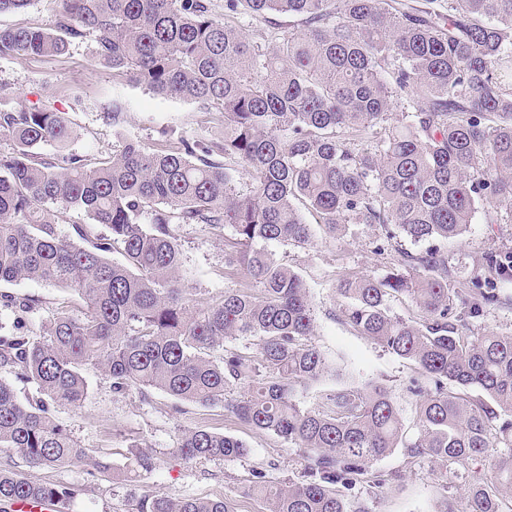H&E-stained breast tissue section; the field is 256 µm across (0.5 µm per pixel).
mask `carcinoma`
<instances>
[{
  "label": "carcinoma",
  "mask_w": 512,
  "mask_h": 512,
  "mask_svg": "<svg viewBox=\"0 0 512 512\" xmlns=\"http://www.w3.org/2000/svg\"><path fill=\"white\" fill-rule=\"evenodd\" d=\"M54 4L52 29L0 30V57L61 55L89 36L115 75L222 113L224 136L164 132L97 162L47 158L43 144L74 139L65 113L0 111V134L13 142L0 156V283L44 282L81 301L0 334V452L30 469L83 464L91 479L110 470L55 417L83 405L95 371L116 397L135 390L147 402L161 391L179 415L185 404L221 407L300 449V480L256 473L253 492L268 512H370L363 493L382 485L374 466L397 448L405 467L428 462L462 481V504L446 496L435 512H512V331L476 335L468 325L500 303L494 282L512 279V250L486 252L483 279L462 294L448 253L403 247L460 237L479 212L488 224L512 223V0H224L222 14L213 0ZM244 18L277 31L253 42L236 25ZM397 102L402 120L365 143ZM239 166L252 178L245 191ZM71 208L106 232L77 224L75 237L59 234ZM181 224L224 239L238 287L199 297L182 276ZM351 224L377 231L374 251L394 256L382 272L341 275L333 288L350 326L431 384L413 386L411 437L380 385L342 383L314 407L301 401L340 373L312 342L303 276L268 244L310 245L317 232L334 239ZM396 298L418 317L395 312ZM0 302L21 319L40 308L32 297ZM15 381L34 395L20 399ZM248 453L241 439L203 425L182 429L172 449L188 462ZM482 458L491 460L483 474L474 470ZM161 461L132 442L113 479L132 482ZM85 491L0 468V505L64 504ZM135 512L236 508L227 498L146 494Z\"/></svg>",
  "instance_id": "carcinoma-1"
}]
</instances>
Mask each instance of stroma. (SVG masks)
I'll return each mask as SVG.
<instances>
[{
	"label": "stroma",
	"instance_id": "1",
	"mask_svg": "<svg viewBox=\"0 0 512 512\" xmlns=\"http://www.w3.org/2000/svg\"><path fill=\"white\" fill-rule=\"evenodd\" d=\"M93 53L94 43L87 37L73 40L61 56L0 59V110L35 105L66 113L77 132L67 150L88 159L119 153L131 140L153 145L165 131L202 140L222 136L224 121L220 113L200 111L193 102L159 96L145 85L114 76L110 67L94 59ZM177 232L184 270L202 297L236 287V280L224 273L221 240L205 236L195 225L180 226ZM374 237L373 230L352 225L337 240L320 238L305 248L275 243L271 249L301 272L307 282L316 308V345L336 361L344 380L374 381L387 387L400 408L405 431L411 434L417 429V414L416 398L409 387L420 380L419 371L407 360L354 332L345 322L332 288L335 275L377 273L388 265L389 254L374 252ZM494 246L512 248V223L489 224L479 216L463 237L445 242L449 264L459 267L455 288L463 293L471 288L484 252ZM0 294L38 298L42 306L30 316L33 324L47 319L52 308L70 296L62 288L34 281L1 283ZM88 380L83 407L56 412L83 447L105 461L119 464L130 440L135 439L142 445L163 449L165 456L154 472L124 487L113 485L108 474L88 481L85 469L78 464L33 470V477L46 483H87L85 494L70 502L64 512H128L130 495L158 492L224 496L233 500L237 512H267L263 499L247 493L255 472L284 483L297 478L303 469L298 449L249 429L223 408L193 407L179 416L172 413L174 401L165 393L153 392L145 403L134 391L114 397L109 381L99 373L89 372ZM195 425L241 438L250 448V455L242 460L193 463L170 456L168 450L174 447L179 429ZM376 469L384 485L365 494L371 512H435L448 494L445 481L437 479L429 467L405 468L402 451L380 460Z\"/></svg>",
	"mask_w": 512,
	"mask_h": 512
}]
</instances>
